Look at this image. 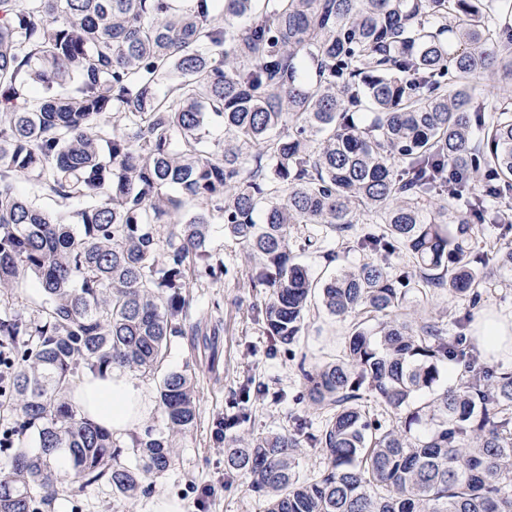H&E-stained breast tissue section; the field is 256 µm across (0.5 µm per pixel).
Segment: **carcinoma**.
I'll list each match as a JSON object with an SVG mask.
<instances>
[{"mask_svg": "<svg viewBox=\"0 0 512 512\" xmlns=\"http://www.w3.org/2000/svg\"><path fill=\"white\" fill-rule=\"evenodd\" d=\"M0 89V290L37 289L0 312V512L61 492L79 512L102 482L131 500L170 468L197 423L191 374L163 376L164 429L130 433L126 462L70 390L87 369L160 370L189 288L227 273L216 218L269 290L255 319L274 342L298 341L314 301L352 325L336 361L302 370L319 430L294 415L225 443L262 395L241 385L214 432L224 475L263 512H512V372L443 385L472 359L466 325L400 316L412 294L475 306L509 285L512 0H0ZM21 176L85 206L64 224ZM296 232L366 261L319 285ZM304 448L326 465L302 477Z\"/></svg>", "mask_w": 512, "mask_h": 512, "instance_id": "obj_1", "label": "carcinoma"}]
</instances>
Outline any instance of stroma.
Segmentation results:
<instances>
[{
    "instance_id": "obj_1",
    "label": "stroma",
    "mask_w": 512,
    "mask_h": 512,
    "mask_svg": "<svg viewBox=\"0 0 512 512\" xmlns=\"http://www.w3.org/2000/svg\"><path fill=\"white\" fill-rule=\"evenodd\" d=\"M212 245L232 273L221 281L191 289L187 326L196 334L170 337L164 364L168 370H190L197 385L198 421L174 451L171 467L161 477L148 478L142 492L132 500L114 497L107 487L93 486L81 500V512H146L155 499L174 500L184 512H263L262 500L247 488L244 476L224 474V449L212 432L217 420L229 411L235 391L246 379L286 391L285 401L264 398L253 406L252 418L242 432L268 434L286 432L290 415L307 411L301 366H316L341 355L350 331L349 321L312 308L296 345L273 344L254 320L253 307L262 295L247 276V256L242 245L225 238L224 227L212 226ZM214 311L220 327L198 324L197 313ZM417 317H442L444 322L465 315L468 300L438 291L429 297H413Z\"/></svg>"
}]
</instances>
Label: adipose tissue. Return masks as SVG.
<instances>
[{"instance_id":"1","label":"adipose tissue","mask_w":512,"mask_h":512,"mask_svg":"<svg viewBox=\"0 0 512 512\" xmlns=\"http://www.w3.org/2000/svg\"><path fill=\"white\" fill-rule=\"evenodd\" d=\"M473 339L486 356L512 355V321L479 313ZM72 397L83 414L117 436L136 430L152 408L150 392L132 372L121 368L101 373L86 370Z\"/></svg>"}]
</instances>
